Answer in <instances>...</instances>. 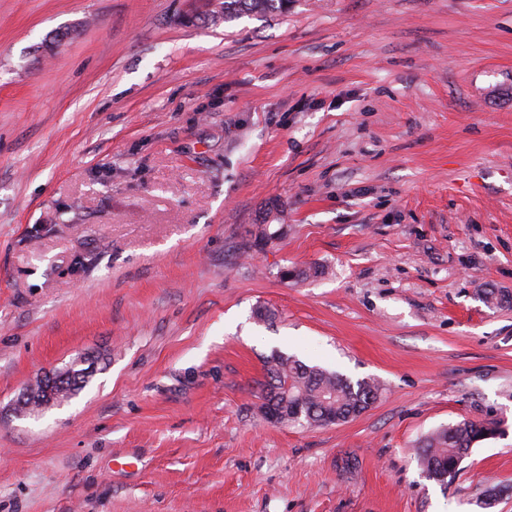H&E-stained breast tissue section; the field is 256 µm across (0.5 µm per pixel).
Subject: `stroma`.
<instances>
[{"mask_svg":"<svg viewBox=\"0 0 512 512\" xmlns=\"http://www.w3.org/2000/svg\"><path fill=\"white\" fill-rule=\"evenodd\" d=\"M214 2L0 0V512H512V0ZM277 351L382 392L270 423ZM289 0H219L210 14L214 25L242 16L244 14H262L283 12L288 9ZM87 382H88V380H85L82 378H79V380H77L75 378L73 381H70V380L67 381L66 382L67 388L63 389L58 386L56 381L51 382L50 379H46L45 381L43 379H40L39 381L36 382L35 385H33L34 387L31 386V387H33L31 389L37 390V391H41V390H45V389H50L51 391H56V397L53 401V405H54L56 403L59 404L62 401H65L68 398H70L72 395L76 394V392L81 390L87 384ZM498 423L460 421L436 430L420 442L418 461L429 479L444 482L455 474L473 445L496 435Z\"/></svg>","mask_w":512,"mask_h":512,"instance_id":"stroma-1","label":"stroma"}]
</instances>
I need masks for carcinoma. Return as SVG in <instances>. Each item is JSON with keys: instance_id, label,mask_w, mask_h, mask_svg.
I'll return each mask as SVG.
<instances>
[{"instance_id": "cac0c4a2", "label": "carcinoma", "mask_w": 512, "mask_h": 512, "mask_svg": "<svg viewBox=\"0 0 512 512\" xmlns=\"http://www.w3.org/2000/svg\"><path fill=\"white\" fill-rule=\"evenodd\" d=\"M288 0H217L210 21L217 25L244 14L283 12ZM277 236L266 225L258 227L251 246L262 251ZM271 382L263 390L260 411L273 406L279 412L276 423L288 426L340 424L366 411L377 399L381 387L372 378H350L320 366L308 365L294 356L275 353L268 360ZM87 384L85 379L67 381L63 389L49 379L34 385L37 391L56 392L61 403ZM498 423L460 421L436 430L418 445V461L426 477L443 482L455 474L473 445L496 435Z\"/></svg>"}]
</instances>
